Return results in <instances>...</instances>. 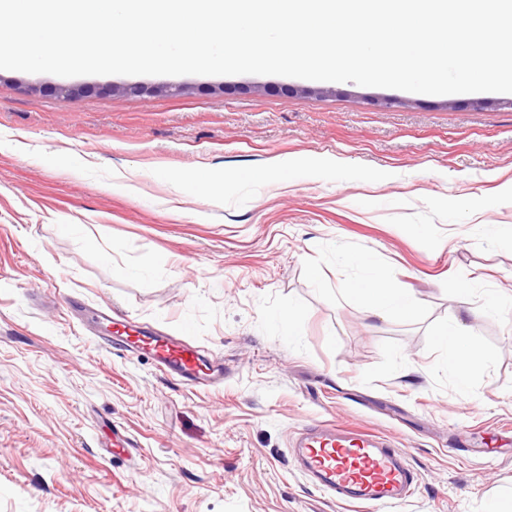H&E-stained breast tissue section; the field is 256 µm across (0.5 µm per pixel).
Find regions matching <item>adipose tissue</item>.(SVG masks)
<instances>
[{
  "label": "adipose tissue",
  "instance_id": "ef3b65f1",
  "mask_svg": "<svg viewBox=\"0 0 512 512\" xmlns=\"http://www.w3.org/2000/svg\"><path fill=\"white\" fill-rule=\"evenodd\" d=\"M355 263L362 269L363 274L352 285L351 291L358 297L369 315L414 314L416 301L408 289L388 284L369 258H356ZM441 342L452 359L450 373L460 383H467L472 373L481 365L482 356L473 346L466 328L461 324L450 328L448 333L443 335Z\"/></svg>",
  "mask_w": 512,
  "mask_h": 512
}]
</instances>
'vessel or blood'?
<instances>
[{
    "mask_svg": "<svg viewBox=\"0 0 512 512\" xmlns=\"http://www.w3.org/2000/svg\"><path fill=\"white\" fill-rule=\"evenodd\" d=\"M97 322L112 326L105 337L108 346L149 357L187 384L206 387L222 376L219 368L207 364L182 341L114 323L108 312L99 313ZM292 455L324 496L359 506L363 512H393L418 488V476L400 450L386 437L364 429L310 421L294 437Z\"/></svg>",
    "mask_w": 512,
    "mask_h": 512,
    "instance_id": "1",
    "label": "vessel or blood"
}]
</instances>
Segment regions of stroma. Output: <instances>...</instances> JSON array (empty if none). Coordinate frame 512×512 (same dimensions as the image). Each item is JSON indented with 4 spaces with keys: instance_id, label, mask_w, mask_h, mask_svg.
I'll list each match as a JSON object with an SVG mask.
<instances>
[{
    "instance_id": "1",
    "label": "stroma",
    "mask_w": 512,
    "mask_h": 512,
    "mask_svg": "<svg viewBox=\"0 0 512 512\" xmlns=\"http://www.w3.org/2000/svg\"><path fill=\"white\" fill-rule=\"evenodd\" d=\"M132 82L179 92L109 91ZM308 85L0 71V512H345L291 456L308 420L400 448L419 487L397 512H512V93ZM276 156L306 169L249 181ZM201 169L215 195L172 181ZM356 254L414 318L365 313ZM72 298L186 341L223 384L102 345ZM458 321L483 356L465 385L439 343Z\"/></svg>"
}]
</instances>
